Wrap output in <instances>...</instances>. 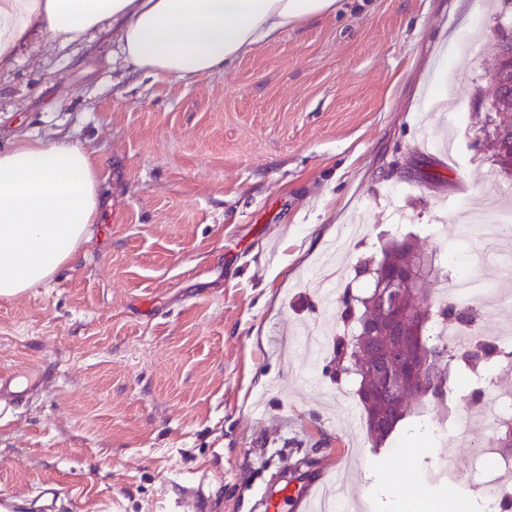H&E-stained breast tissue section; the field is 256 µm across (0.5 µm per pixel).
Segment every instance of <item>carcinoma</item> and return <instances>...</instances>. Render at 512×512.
<instances>
[{"label":"carcinoma","mask_w":512,"mask_h":512,"mask_svg":"<svg viewBox=\"0 0 512 512\" xmlns=\"http://www.w3.org/2000/svg\"><path fill=\"white\" fill-rule=\"evenodd\" d=\"M493 107L498 112H512V71L507 73L504 83L495 86ZM495 156H512V132H495L493 140ZM415 259L423 271L424 282L415 293L404 295L406 306H415L414 294H423L429 301L422 313L427 320L420 343L425 352L427 370L425 383L405 380L404 388L381 389L363 368L375 359H384L396 365H404L407 359L405 341L400 336H363L364 321L378 319L380 313L373 302V292L354 300V307H348L350 292H344L341 302L345 305L341 313L342 336L336 342V376L357 385L356 393L365 415V424L373 441L380 445L406 418L421 413L425 404H443L448 392L463 378L471 377L475 368L488 365L509 355V351L476 344L464 349H455L430 336L431 326L436 322L470 320L469 309L460 307L452 299H438L426 292L425 281L431 272L437 271L435 255L420 248L406 237L393 239L381 251V258L373 268L394 266L403 261Z\"/></svg>","instance_id":"cac0c4a2"}]
</instances>
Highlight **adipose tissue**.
Instances as JSON below:
<instances>
[{
    "label": "adipose tissue",
    "instance_id": "1",
    "mask_svg": "<svg viewBox=\"0 0 512 512\" xmlns=\"http://www.w3.org/2000/svg\"><path fill=\"white\" fill-rule=\"evenodd\" d=\"M335 9L336 0H0V75L31 35L64 47L112 21L133 70L208 76ZM101 205L98 162L82 146L26 139L0 153V296L75 260Z\"/></svg>",
    "mask_w": 512,
    "mask_h": 512
}]
</instances>
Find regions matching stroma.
Instances as JSON below:
<instances>
[{
	"mask_svg": "<svg viewBox=\"0 0 512 512\" xmlns=\"http://www.w3.org/2000/svg\"><path fill=\"white\" fill-rule=\"evenodd\" d=\"M506 40L512 0H336L205 77L131 71L114 27L22 44L0 78V151L85 147L103 207L77 260L0 298V368L41 373L0 413V494L49 483L82 492L81 512H262L271 482L318 476L345 448L365 512L414 498L483 512L468 489L425 482L436 453L417 418L374 444L305 333L336 332L318 273L331 243L340 291L370 287L356 263L396 236L512 290L472 216L512 203L490 147ZM447 89L448 112L425 113ZM477 401L454 402L461 473L498 439L470 426Z\"/></svg>",
	"mask_w": 512,
	"mask_h": 512,
	"instance_id": "obj_1",
	"label": "stroma"
}]
</instances>
